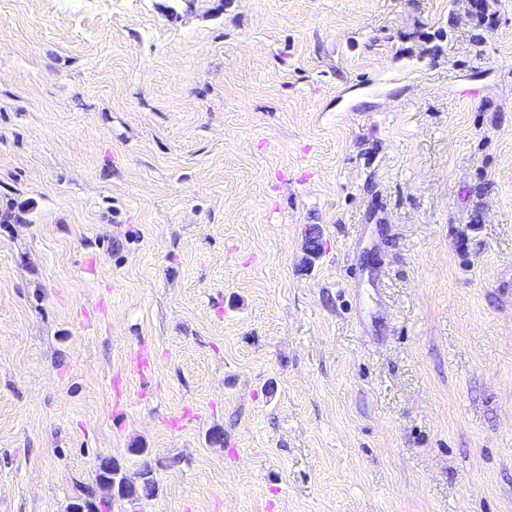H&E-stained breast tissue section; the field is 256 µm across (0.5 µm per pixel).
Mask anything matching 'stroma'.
I'll return each mask as SVG.
<instances>
[{
	"label": "stroma",
	"instance_id": "35a3bbf8",
	"mask_svg": "<svg viewBox=\"0 0 512 512\" xmlns=\"http://www.w3.org/2000/svg\"><path fill=\"white\" fill-rule=\"evenodd\" d=\"M101 458L512 512V0H0V512Z\"/></svg>",
	"mask_w": 512,
	"mask_h": 512
}]
</instances>
